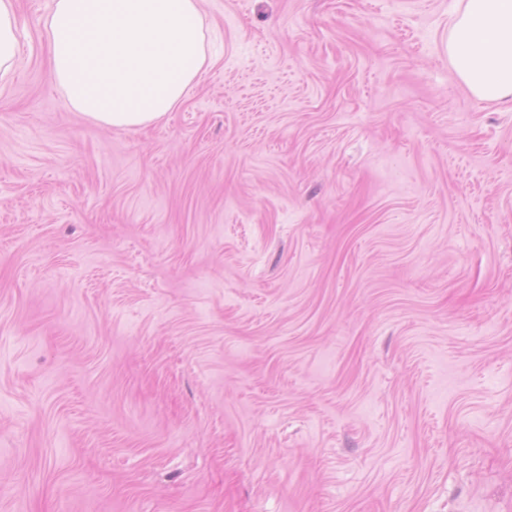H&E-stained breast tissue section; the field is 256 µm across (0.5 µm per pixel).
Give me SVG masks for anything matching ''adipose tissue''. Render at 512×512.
<instances>
[{"label": "adipose tissue", "instance_id": "1", "mask_svg": "<svg viewBox=\"0 0 512 512\" xmlns=\"http://www.w3.org/2000/svg\"><path fill=\"white\" fill-rule=\"evenodd\" d=\"M201 0H50L47 79L99 126L162 122L212 62ZM19 53L17 0H0V83ZM454 73L478 100L512 105V0H464L448 34Z\"/></svg>", "mask_w": 512, "mask_h": 512}]
</instances>
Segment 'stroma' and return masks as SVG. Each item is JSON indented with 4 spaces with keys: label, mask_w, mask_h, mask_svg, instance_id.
<instances>
[{
    "label": "stroma",
    "mask_w": 512,
    "mask_h": 512,
    "mask_svg": "<svg viewBox=\"0 0 512 512\" xmlns=\"http://www.w3.org/2000/svg\"><path fill=\"white\" fill-rule=\"evenodd\" d=\"M159 124L0 88V512H512V107L453 0H202Z\"/></svg>",
    "instance_id": "obj_1"
}]
</instances>
